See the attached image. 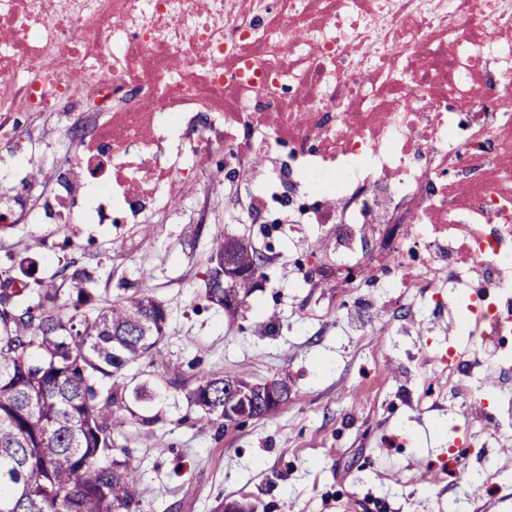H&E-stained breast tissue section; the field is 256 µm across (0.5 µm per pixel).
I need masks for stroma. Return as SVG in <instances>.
Listing matches in <instances>:
<instances>
[{
	"instance_id": "obj_1",
	"label": "stroma",
	"mask_w": 512,
	"mask_h": 512,
	"mask_svg": "<svg viewBox=\"0 0 512 512\" xmlns=\"http://www.w3.org/2000/svg\"><path fill=\"white\" fill-rule=\"evenodd\" d=\"M54 182L35 185L28 208L0 224V280L23 256L37 277L61 269L87 281L95 300L148 294L168 311L165 351L181 370L136 412L149 427L113 431L141 473L140 512H214L247 498L258 512H475L442 468L448 406L416 410L415 376L448 331V314L401 292L377 296L346 321L336 257L317 228L310 253L287 238L262 267L249 308L228 319L204 298L211 233H244L263 248L264 217L234 207L206 186L170 223L41 224L35 218ZM234 370L249 380L279 378L287 405L246 426L218 427L190 407L195 374Z\"/></svg>"
}]
</instances>
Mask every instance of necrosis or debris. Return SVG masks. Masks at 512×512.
<instances>
[{
  "instance_id": "4bbe7bcc",
  "label": "necrosis or debris",
  "mask_w": 512,
  "mask_h": 512,
  "mask_svg": "<svg viewBox=\"0 0 512 512\" xmlns=\"http://www.w3.org/2000/svg\"><path fill=\"white\" fill-rule=\"evenodd\" d=\"M57 224L178 211L182 175L243 182L283 224L335 215L336 261L448 311L465 345L425 360L423 398L456 392L512 437V0H0V140L23 115L70 114Z\"/></svg>"
}]
</instances>
